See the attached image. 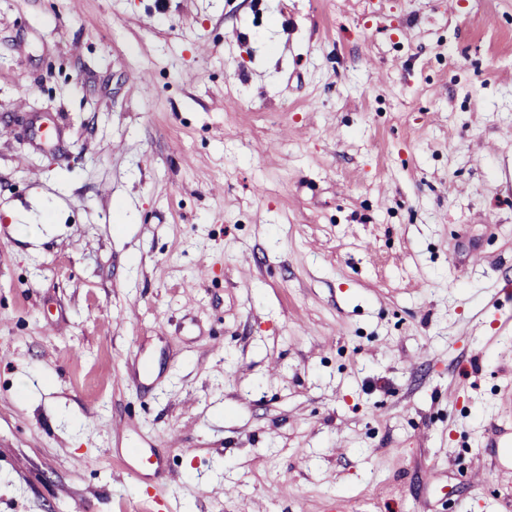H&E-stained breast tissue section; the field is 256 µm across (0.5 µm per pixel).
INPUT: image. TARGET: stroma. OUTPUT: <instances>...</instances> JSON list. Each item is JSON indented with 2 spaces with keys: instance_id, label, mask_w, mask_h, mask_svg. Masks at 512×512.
I'll return each mask as SVG.
<instances>
[{
  "instance_id": "1",
  "label": "stroma",
  "mask_w": 512,
  "mask_h": 512,
  "mask_svg": "<svg viewBox=\"0 0 512 512\" xmlns=\"http://www.w3.org/2000/svg\"><path fill=\"white\" fill-rule=\"evenodd\" d=\"M512 0H0V512H512Z\"/></svg>"
}]
</instances>
